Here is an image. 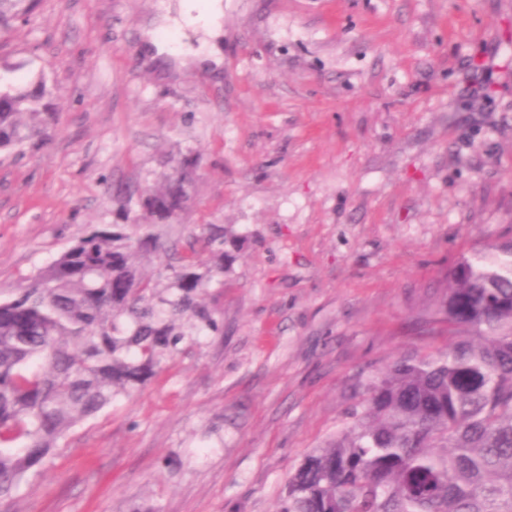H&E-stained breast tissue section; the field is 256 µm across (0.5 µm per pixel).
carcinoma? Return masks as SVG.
Listing matches in <instances>:
<instances>
[{"label": "carcinoma", "mask_w": 512, "mask_h": 512, "mask_svg": "<svg viewBox=\"0 0 512 512\" xmlns=\"http://www.w3.org/2000/svg\"><path fill=\"white\" fill-rule=\"evenodd\" d=\"M36 0H0V23ZM46 82L0 84V151ZM178 160L143 203L148 222L90 229L24 288L0 298V500H13L76 425L145 384L186 339L221 330L204 301L224 287V226L150 275L152 232L185 209ZM445 347L397 356L364 386L350 421L289 477L279 512H512V245L448 269Z\"/></svg>", "instance_id": "cac0c4a2"}]
</instances>
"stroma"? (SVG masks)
<instances>
[{"label":"stroma","instance_id":"obj_1","mask_svg":"<svg viewBox=\"0 0 512 512\" xmlns=\"http://www.w3.org/2000/svg\"><path fill=\"white\" fill-rule=\"evenodd\" d=\"M223 3L206 69L184 0H40L0 30L14 86L51 91L0 152V295L143 217L185 156L148 270L204 224L230 256L223 334L74 428L8 512H277L368 377L446 345L449 267L512 241V0Z\"/></svg>","mask_w":512,"mask_h":512}]
</instances>
